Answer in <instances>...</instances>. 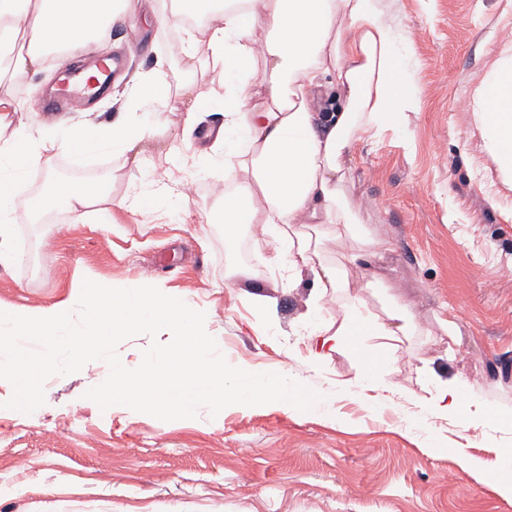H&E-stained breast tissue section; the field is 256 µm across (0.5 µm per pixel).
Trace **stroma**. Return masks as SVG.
<instances>
[{
	"mask_svg": "<svg viewBox=\"0 0 512 512\" xmlns=\"http://www.w3.org/2000/svg\"><path fill=\"white\" fill-rule=\"evenodd\" d=\"M404 35L416 108L407 127L389 126L357 142L346 156L345 193L365 228L391 238L393 252L366 290L374 312L400 297L416 314L421 335L403 340L383 375L399 394L372 408L356 360L333 351L314 366L307 323L312 281L272 263L252 229L224 238L223 164L210 142L195 138L183 159L169 148L180 135L181 86L220 97L221 65L187 42L171 46L157 23L171 0H132L131 19L113 25L94 56L124 52L125 69L92 101L63 112H29L34 94L58 85L61 68L0 80V97L27 108L34 135L60 121H110L113 98L163 60L165 100L160 131L141 166L103 152L86 160L43 143V162L17 188L32 197L53 178L72 173L110 179L113 198L151 185H198L189 201L151 210L116 208L98 223L93 208L62 213L56 224L17 208L11 214L15 262L0 265V307H75L83 279H154L169 295L205 311V329L220 337L229 364L259 371L287 368L290 378L324 395L325 411L301 417L276 406L200 408L193 419L161 421L122 408L100 410L85 393L109 368L50 377L45 404L31 414L4 408L13 392L0 381V512H512V500L491 485L499 447L512 432L465 429L426 414L434 378L459 377L471 396L512 414V184L488 160L473 122L475 92L512 47V0H379ZM248 283L232 278L237 266ZM263 287L270 309L257 308ZM454 317L457 344L437 332V317ZM477 459L481 478L458 460Z\"/></svg>",
	"mask_w": 512,
	"mask_h": 512,
	"instance_id": "stroma-1",
	"label": "stroma"
}]
</instances>
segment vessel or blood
<instances>
[{
    "mask_svg": "<svg viewBox=\"0 0 512 512\" xmlns=\"http://www.w3.org/2000/svg\"><path fill=\"white\" fill-rule=\"evenodd\" d=\"M121 67V59L107 57L91 59L77 74L63 71L58 87L39 102V111L56 112L71 100L95 97L108 86Z\"/></svg>",
    "mask_w": 512,
    "mask_h": 512,
    "instance_id": "obj_1",
    "label": "vessel or blood"
}]
</instances>
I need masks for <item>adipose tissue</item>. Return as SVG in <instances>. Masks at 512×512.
I'll return each instance as SVG.
<instances>
[{"instance_id":"obj_1","label":"adipose tissue","mask_w":512,"mask_h":512,"mask_svg":"<svg viewBox=\"0 0 512 512\" xmlns=\"http://www.w3.org/2000/svg\"><path fill=\"white\" fill-rule=\"evenodd\" d=\"M183 14L207 19L202 30L190 31V49L222 63L224 123L212 149L231 174L232 188L223 196L225 239L236 240L243 227L254 225L272 235L274 262L313 278L312 358L348 351L364 376L375 380L393 364L401 338L415 331L416 317L396 301L375 313L358 294V285L378 286L369 267L392 252L393 243L359 227L342 186L344 158L353 144L373 137L382 125H404L414 107V74L398 48L400 30L375 0H179V11L167 25H178ZM129 17L130 0H0V73L19 77L44 69L54 52L77 59ZM258 27L267 31L266 41L255 39ZM25 30L31 38L20 50L16 44ZM327 76L333 79L328 88L322 83ZM162 93L157 73L140 74L117 120L60 122L48 128V139L77 158L109 150L140 164L165 122L164 113L147 109ZM476 95L481 110L474 118L488 157L512 180V61L484 81ZM318 98L326 113L314 111ZM2 124L12 128L10 138L0 141V264H7L14 259L8 219L17 205L14 192L43 156L13 99L0 98ZM110 194L111 185L104 181L57 183L26 206L76 212ZM303 224L353 245L336 260L323 261L311 235L300 232ZM335 288L348 298L326 322L324 299ZM469 388L468 381L449 379L424 399L423 409L466 429L512 428L511 418L472 406Z\"/></svg>"}]
</instances>
